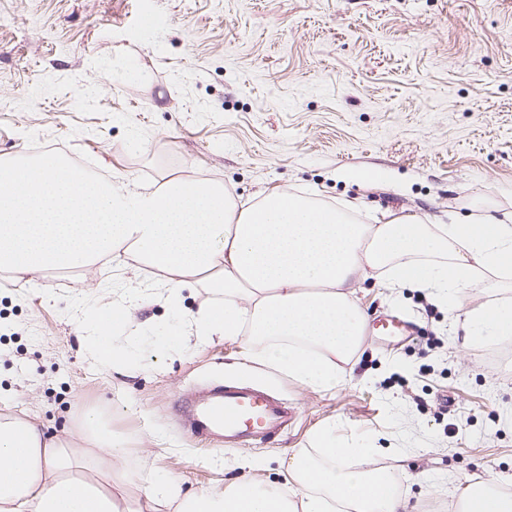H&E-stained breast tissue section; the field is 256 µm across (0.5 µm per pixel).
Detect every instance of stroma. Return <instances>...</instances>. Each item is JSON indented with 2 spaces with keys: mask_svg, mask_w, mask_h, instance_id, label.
Instances as JSON below:
<instances>
[{
  "mask_svg": "<svg viewBox=\"0 0 512 512\" xmlns=\"http://www.w3.org/2000/svg\"><path fill=\"white\" fill-rule=\"evenodd\" d=\"M43 144L133 187L203 178L243 202L275 188L424 222L478 200L512 210V0H0V158ZM356 169L387 179L341 180ZM132 294L115 368L82 320ZM357 296L369 322L414 329L366 337L352 381L321 391L257 364L244 339L196 342L208 290L171 300L154 273L115 262L63 281L0 272V415L66 438L96 410L128 442L122 469L176 473L185 493L224 489L243 455L277 478L331 422L386 448L378 463L413 512H443L486 470L512 474V336L462 353L428 291L371 279ZM218 380L288 402L287 432L219 450L188 433L185 398Z\"/></svg>",
  "mask_w": 512,
  "mask_h": 512,
  "instance_id": "obj_1",
  "label": "stroma"
}]
</instances>
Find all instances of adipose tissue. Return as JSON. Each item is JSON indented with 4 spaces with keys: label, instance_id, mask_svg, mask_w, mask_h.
<instances>
[{
    "label": "adipose tissue",
    "instance_id": "ef3b65f1",
    "mask_svg": "<svg viewBox=\"0 0 512 512\" xmlns=\"http://www.w3.org/2000/svg\"><path fill=\"white\" fill-rule=\"evenodd\" d=\"M119 260L156 272L169 296L188 286L221 294L199 308L195 338H246L258 364L315 390L347 384L367 316L355 296L375 278L389 288L432 290L462 319L460 348L479 336H512V211L489 206L423 224L384 213L361 224L342 209L285 191L254 204L223 182L168 178L157 187L86 176L60 156L0 162V270L32 275ZM495 278L500 296L475 294ZM82 447L36 423L0 418V512H128L113 485L126 440L99 412L77 426ZM379 448L335 426L312 431L282 465V482L245 457L243 479L224 490L181 494L163 474L137 487V512H410ZM488 471L454 487L448 512H512L511 484Z\"/></svg>",
    "mask_w": 512,
    "mask_h": 512
}]
</instances>
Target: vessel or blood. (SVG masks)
<instances>
[{"label": "vessel or blood", "instance_id": "obj_1", "mask_svg": "<svg viewBox=\"0 0 512 512\" xmlns=\"http://www.w3.org/2000/svg\"><path fill=\"white\" fill-rule=\"evenodd\" d=\"M290 418L288 405L270 393L227 382L193 405L190 431L196 437H220L242 445L277 433Z\"/></svg>", "mask_w": 512, "mask_h": 512}]
</instances>
